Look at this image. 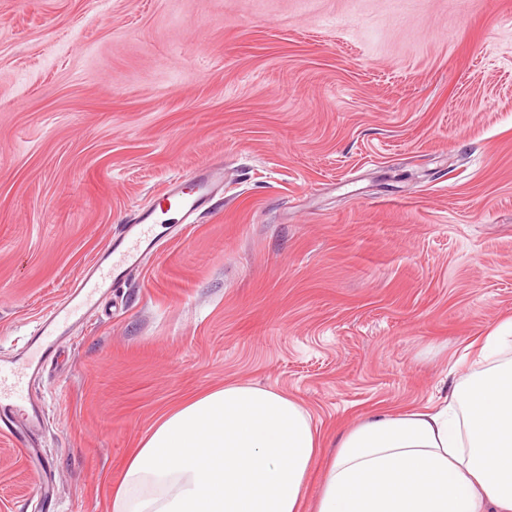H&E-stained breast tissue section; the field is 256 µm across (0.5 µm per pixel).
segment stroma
<instances>
[{
  "label": "stroma",
  "mask_w": 512,
  "mask_h": 512,
  "mask_svg": "<svg viewBox=\"0 0 512 512\" xmlns=\"http://www.w3.org/2000/svg\"><path fill=\"white\" fill-rule=\"evenodd\" d=\"M224 197L116 289L37 388L43 489L112 512L158 417L248 382L322 444L440 404L512 317V0H0V357L174 177Z\"/></svg>",
  "instance_id": "1"
}]
</instances>
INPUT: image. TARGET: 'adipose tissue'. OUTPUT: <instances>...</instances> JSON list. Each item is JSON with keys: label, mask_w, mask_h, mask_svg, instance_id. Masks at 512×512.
<instances>
[{"label": "adipose tissue", "mask_w": 512, "mask_h": 512, "mask_svg": "<svg viewBox=\"0 0 512 512\" xmlns=\"http://www.w3.org/2000/svg\"><path fill=\"white\" fill-rule=\"evenodd\" d=\"M444 401L342 434L314 512H512V318ZM319 438L295 399L228 383L163 414L123 464L112 512H301Z\"/></svg>", "instance_id": "1"}]
</instances>
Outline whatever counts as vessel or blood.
I'll return each instance as SVG.
<instances>
[{"label": "vessel or blood", "instance_id": "vessel-or-blood-1", "mask_svg": "<svg viewBox=\"0 0 512 512\" xmlns=\"http://www.w3.org/2000/svg\"><path fill=\"white\" fill-rule=\"evenodd\" d=\"M223 189L224 167L213 162L199 166L190 179L170 182L161 196L180 213V224L160 221L154 206L139 208L83 267L64 297L40 318L24 348L0 359V433L10 436L21 453L35 462L41 479L49 477L41 463L40 448L48 414L34 394L36 380L76 332L99 317L102 300L142 271L160 246L191 224L201 208Z\"/></svg>", "mask_w": 512, "mask_h": 512}]
</instances>
